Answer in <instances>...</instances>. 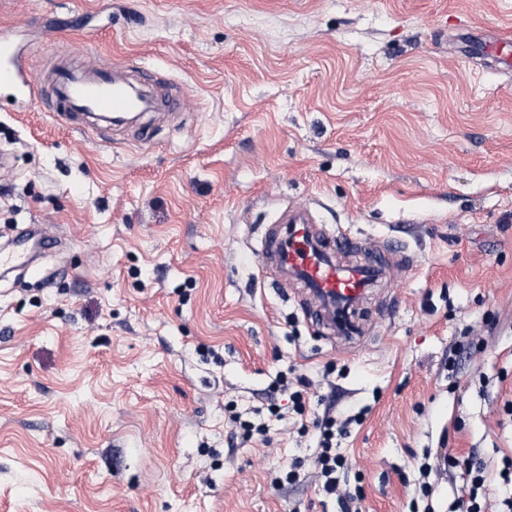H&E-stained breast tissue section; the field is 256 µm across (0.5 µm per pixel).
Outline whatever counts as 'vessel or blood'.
Returning <instances> with one entry per match:
<instances>
[{"label": "vessel or blood", "instance_id": "vessel-or-blood-1", "mask_svg": "<svg viewBox=\"0 0 512 512\" xmlns=\"http://www.w3.org/2000/svg\"><path fill=\"white\" fill-rule=\"evenodd\" d=\"M134 64L121 68L103 64L86 69L72 61L59 62L46 82H39L33 65L26 60L12 30L0 31V87L14 91L25 101L48 93L50 107H65L71 124L81 118L93 119V131L104 142H111L108 125L122 113L156 112L162 103L148 90L156 76L144 74L134 84L130 74ZM355 243L339 230H316L309 212L292 207L284 229L272 240V253L282 273L301 283L319 307L322 323L333 336H353L360 330L358 307L384 272L379 262L350 265L338 260V252L354 248ZM31 251L18 243L9 252L0 253L1 267L31 268Z\"/></svg>", "mask_w": 512, "mask_h": 512}]
</instances>
